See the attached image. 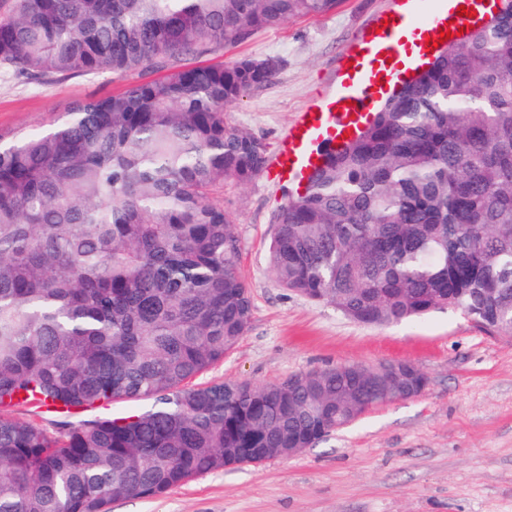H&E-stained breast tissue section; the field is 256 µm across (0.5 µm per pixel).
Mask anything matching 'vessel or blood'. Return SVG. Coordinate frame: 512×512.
<instances>
[{"instance_id": "vessel-or-blood-1", "label": "vessel or blood", "mask_w": 512, "mask_h": 512, "mask_svg": "<svg viewBox=\"0 0 512 512\" xmlns=\"http://www.w3.org/2000/svg\"><path fill=\"white\" fill-rule=\"evenodd\" d=\"M449 8L426 11L425 0H396L385 14L381 31L359 35L356 48L345 59L340 93L322 106L308 107L280 140L264 170L267 180L292 186L303 193L307 180L321 162V144L343 145L362 128L364 116L376 106L385 86L405 81L410 70L402 55L428 58L441 32L470 28L476 15L485 14L483 0H450Z\"/></svg>"}]
</instances>
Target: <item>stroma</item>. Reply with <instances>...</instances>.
<instances>
[{
    "instance_id": "obj_1",
    "label": "stroma",
    "mask_w": 512,
    "mask_h": 512,
    "mask_svg": "<svg viewBox=\"0 0 512 512\" xmlns=\"http://www.w3.org/2000/svg\"><path fill=\"white\" fill-rule=\"evenodd\" d=\"M393 6L344 0L331 14L293 19L206 55L213 64L279 63L272 82L228 108L229 123L276 148L299 112L330 98L357 36ZM155 76L24 81L0 67V135L46 127L72 103ZM285 191L261 177L219 192L241 240L238 267L252 311L245 335L200 383L264 385L338 363L407 360L426 375L425 391L372 409L295 458L199 475L158 499L112 501L108 512H512V338L452 309L371 327L287 292L268 262Z\"/></svg>"
}]
</instances>
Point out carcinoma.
<instances>
[{
    "label": "carcinoma",
    "mask_w": 512,
    "mask_h": 512,
    "mask_svg": "<svg viewBox=\"0 0 512 512\" xmlns=\"http://www.w3.org/2000/svg\"><path fill=\"white\" fill-rule=\"evenodd\" d=\"M340 0H11L18 79L163 75L0 138V512H108L284 458L381 405L336 364L197 384L249 325L224 183L268 161L226 109L277 66H176ZM277 282L377 327L451 308L512 336V0L322 150L276 215ZM152 399L123 416L114 399ZM55 410L50 432L15 411Z\"/></svg>",
    "instance_id": "cac0c4a2"
}]
</instances>
